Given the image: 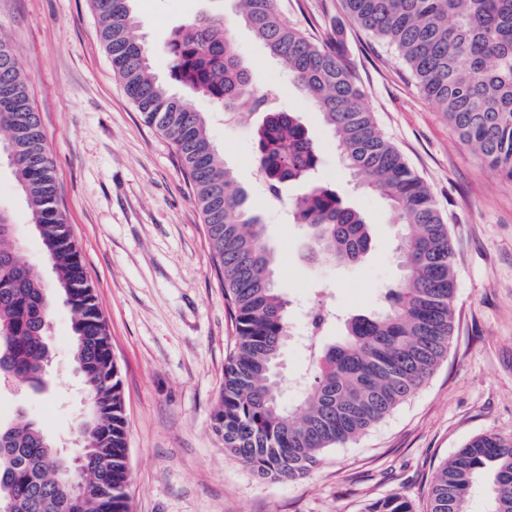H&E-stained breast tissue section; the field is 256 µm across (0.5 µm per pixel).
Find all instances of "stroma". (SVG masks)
Instances as JSON below:
<instances>
[{"instance_id": "1", "label": "stroma", "mask_w": 512, "mask_h": 512, "mask_svg": "<svg viewBox=\"0 0 512 512\" xmlns=\"http://www.w3.org/2000/svg\"><path fill=\"white\" fill-rule=\"evenodd\" d=\"M139 36L159 80L171 30L220 10L256 93L279 91L320 151V178L372 226L365 262L345 269L307 256L293 224L289 186L273 199L255 162L264 114L224 119L221 106L181 85L173 91L203 112L213 143L250 197L279 259V286L293 329L318 299L338 319L380 308L399 278L394 215L380 195L355 188L341 150L308 94L242 24L232 0H134ZM282 20L340 43L385 137L428 187L455 247L456 323L448 352L426 385L357 440L324 452L306 477L257 475L225 451L211 416L235 331L200 210L169 140L146 124L112 71L89 0H0V34L29 79L53 157L59 205L81 250L108 324L128 418L130 512H364L391 493L428 512L436 471L469 439L512 438V183L464 144L422 96L397 52L356 27L341 0H278ZM0 205L22 224L24 252L45 284L54 273L16 181L0 167ZM72 315L56 304L51 359L38 390L0 383V423L18 412L54 440L69 442L85 416L83 385L70 356Z\"/></svg>"}]
</instances>
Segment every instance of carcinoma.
<instances>
[{
    "instance_id": "cac0c4a2",
    "label": "carcinoma",
    "mask_w": 512,
    "mask_h": 512,
    "mask_svg": "<svg viewBox=\"0 0 512 512\" xmlns=\"http://www.w3.org/2000/svg\"><path fill=\"white\" fill-rule=\"evenodd\" d=\"M134 0H90L112 70L144 122L175 147L201 210L235 342L213 429L258 475L306 476L329 448L364 435L413 396L448 351L454 331L455 252L444 217L426 185L384 138L365 105V91L331 41H318L281 21L277 0H236L241 21L288 67L341 148L354 180L377 192L394 213L400 278L381 309L350 318L345 333L315 336L311 376L296 403L280 376L290 336L288 301L276 279L265 227L214 146L204 113L152 75L139 39ZM350 20L398 53L423 97L444 113L459 137L492 170L512 181V0H342ZM175 80L232 111L244 101L267 113L256 157L271 197L320 166L317 146L296 116L269 108L273 93L251 95L224 18L201 15L175 29L164 47ZM0 142L23 195L43 253L55 270L54 294L22 253L17 224L0 209V381L34 389L48 362L51 298L72 304L71 358L86 395L83 447L107 468L88 466L79 503L68 496V458L33 420L20 414L0 425V505L8 512H129L127 417L121 380L110 360L109 330L66 224L55 169L45 145L29 80L0 38ZM308 234L310 257L338 268L363 263L371 225L326 183L293 204ZM490 479L489 512H512V438H472L437 472L429 512H468L480 477ZM365 512H413L406 495L377 499Z\"/></svg>"
}]
</instances>
